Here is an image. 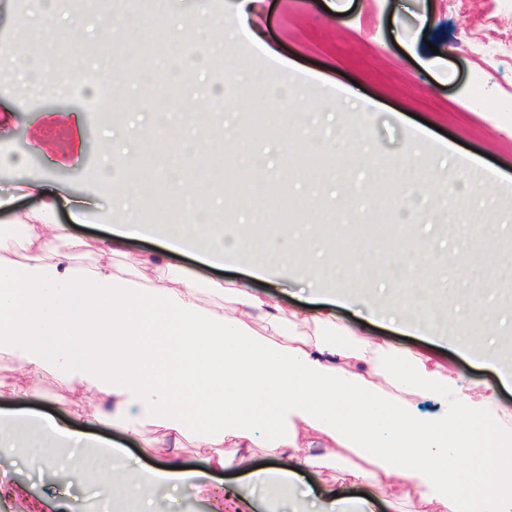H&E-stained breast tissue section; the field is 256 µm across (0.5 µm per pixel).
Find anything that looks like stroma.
Returning a JSON list of instances; mask_svg holds the SVG:
<instances>
[{
    "instance_id": "stroma-1",
    "label": "stroma",
    "mask_w": 512,
    "mask_h": 512,
    "mask_svg": "<svg viewBox=\"0 0 512 512\" xmlns=\"http://www.w3.org/2000/svg\"><path fill=\"white\" fill-rule=\"evenodd\" d=\"M236 3L209 0L208 14L216 21L211 40L220 49L201 48L206 68H198L195 58L173 56L167 39L156 67L146 72L94 33L95 24L108 17L140 33L142 16L131 5L69 0L73 19L64 22L61 36L52 37L34 29L35 0H0V64L9 65L10 48H23L49 81L67 88L62 96L46 97L21 82L0 84V196L15 195L13 209L23 212L35 201L21 196V183L50 182L72 199L55 213L65 232L55 249L65 250L69 235L104 237L103 227L73 221L80 201L104 214L110 210L106 190L94 187L107 141L103 113H120L134 134L160 113L173 146L141 140L128 144L123 159L142 196L160 202L153 223L180 224L186 215L204 212L210 223L235 226L247 237L254 229H268L293 252L332 226L373 227L368 247L324 237L337 258L354 253L372 260L380 287L368 293L356 278H347L344 287L355 303L336 314L400 350H417L426 342L371 326L385 287L400 294L411 286L427 289L451 325L458 311L477 303L496 317L512 318V249H503L512 246V98L502 95L503 88H512V54L485 67L472 58L480 37L512 42V0H258L259 46L225 38ZM430 56L434 64L424 65ZM106 62L120 76L108 102L97 98L94 86ZM230 62L238 78L228 83L223 76ZM74 72L82 81H71ZM285 85L295 90L294 127L287 134L281 114L269 105L273 92ZM350 86L373 102L369 117L353 112L338 117L329 110ZM211 87L223 96V110H201V96ZM60 111L75 113L79 130L55 128L52 115ZM339 120L363 128L364 148L344 158L312 151L310 141L334 136ZM223 136L231 143L223 158L192 149ZM414 138L423 145L420 164L434 175L433 213L430 222L404 226L393 208L398 178L388 166ZM465 160L492 168L497 176L470 193L461 220L448 210V183L460 178ZM399 230L433 254L431 266L406 281L391 265L390 241ZM489 255L496 261L492 286L474 292L470 282L481 277ZM173 262L194 271L206 303L213 300L208 286L214 281L234 282L309 312L332 297L331 279L303 275L293 266L266 282L250 277L244 266L215 269L183 256ZM435 351L462 386H494L500 407L512 416V386L500 388L494 366L464 358L447 341ZM18 372L15 360L0 355V409L42 414L108 439L127 461L144 467L164 460L154 425H145L133 439L93 421L97 405L82 386L63 384L49 372L34 378L31 395L13 396ZM27 432L20 427L0 443V512H115L116 501L96 483L99 449H62L57 464L47 468L28 456ZM240 475L230 467L198 490L172 491L147 481L139 489L151 512H220L225 485Z\"/></svg>"
}]
</instances>
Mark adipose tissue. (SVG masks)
Returning a JSON list of instances; mask_svg holds the SVG:
<instances>
[{
    "instance_id": "1",
    "label": "adipose tissue",
    "mask_w": 512,
    "mask_h": 512,
    "mask_svg": "<svg viewBox=\"0 0 512 512\" xmlns=\"http://www.w3.org/2000/svg\"><path fill=\"white\" fill-rule=\"evenodd\" d=\"M420 154L415 142L395 161L405 173L398 206L433 186ZM23 190L40 204L13 218L27 227L28 256L0 265V353L29 374L79 381L97 397L98 419L129 436L153 423L173 443L212 449L216 469L229 460L221 446L233 448L246 480L226 490L224 512H280L271 491L290 501L305 473L330 466L342 448L359 464L313 492L309 512H373L369 500L344 496L356 484L375 487L394 512L415 491L435 512H459L473 493L491 512H512V423L487 388L462 393L431 356L384 347L331 312L288 311L220 283L209 288L215 302L202 305L194 274L159 254L135 256L119 274L105 261L123 238L159 235L169 251L234 263L246 249L234 229L116 224L96 243L70 237L61 254L45 231L55 194L41 182ZM90 249L102 263L75 272L73 253ZM167 278L174 287H158ZM418 397L437 400L440 412L419 415ZM23 422L38 428L28 446L48 467L57 449L83 440L48 417L0 413V425ZM252 446L278 465L253 468Z\"/></svg>"
}]
</instances>
